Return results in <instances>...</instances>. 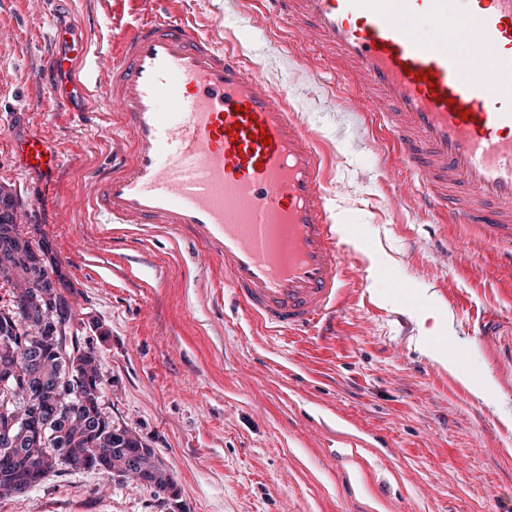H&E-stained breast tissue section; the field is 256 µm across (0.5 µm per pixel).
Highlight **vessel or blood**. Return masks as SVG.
<instances>
[{"instance_id":"vessel-or-blood-1","label":"vessel or blood","mask_w":512,"mask_h":512,"mask_svg":"<svg viewBox=\"0 0 512 512\" xmlns=\"http://www.w3.org/2000/svg\"><path fill=\"white\" fill-rule=\"evenodd\" d=\"M145 18L119 56L98 55V90L120 116L125 154L93 172L91 197L112 224H162L205 248L233 302L273 333L318 330L345 286L325 158L268 82L222 39L141 0ZM298 42L338 65L398 146L427 206L453 224L512 237V0H266ZM65 52L33 81L61 72L81 85L87 47L59 28ZM433 82H424V74ZM271 144H264V137ZM64 161L44 131L14 138L18 173L54 178Z\"/></svg>"}]
</instances>
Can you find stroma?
Returning a JSON list of instances; mask_svg holds the SVG:
<instances>
[{
  "mask_svg": "<svg viewBox=\"0 0 512 512\" xmlns=\"http://www.w3.org/2000/svg\"><path fill=\"white\" fill-rule=\"evenodd\" d=\"M175 9L286 84L294 119L331 155L336 214L365 225L346 245L336 329L268 334L225 299L204 248L92 212L88 176L112 158L118 115L87 111L60 74L71 109L46 111L29 75L56 25L95 54L133 23L139 0H0V188L17 202L18 232L44 243L71 285L113 424L174 483L159 495L63 470L0 499V512H512V240L414 203L416 182L406 171L390 179L394 146L373 113L350 111L336 63L275 25L262 0ZM35 129L64 151L54 181L10 165L12 138ZM387 270L434 318L384 282ZM435 326L449 358L489 383L487 397L425 355L419 339Z\"/></svg>",
  "mask_w": 512,
  "mask_h": 512,
  "instance_id": "1",
  "label": "stroma"
}]
</instances>
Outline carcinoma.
<instances>
[{"instance_id":"cac0c4a2","label":"carcinoma","mask_w":512,"mask_h":512,"mask_svg":"<svg viewBox=\"0 0 512 512\" xmlns=\"http://www.w3.org/2000/svg\"><path fill=\"white\" fill-rule=\"evenodd\" d=\"M13 198L0 193V275L33 270L43 282H26L13 294L12 309L0 312V405L7 404L17 414L25 416L26 428L8 426L0 420V492L24 493L41 484L62 469L107 472L144 471V481L156 491L165 493L173 488L166 471L139 453L141 441L136 436H117L108 430L111 418L101 404V364L90 344L83 343L87 357L77 376L76 394L64 397L57 391L63 376L56 351L61 337L50 336L42 325L49 319L50 308L36 301L37 291L47 285L59 302H66L62 293L66 287L57 270H47L45 244L33 247L16 229ZM56 279H48V273ZM17 355L22 367L19 377L10 375L7 355ZM41 390L39 405L26 407L22 391ZM67 449L62 456L57 449ZM97 449L100 461L90 456Z\"/></svg>"}]
</instances>
